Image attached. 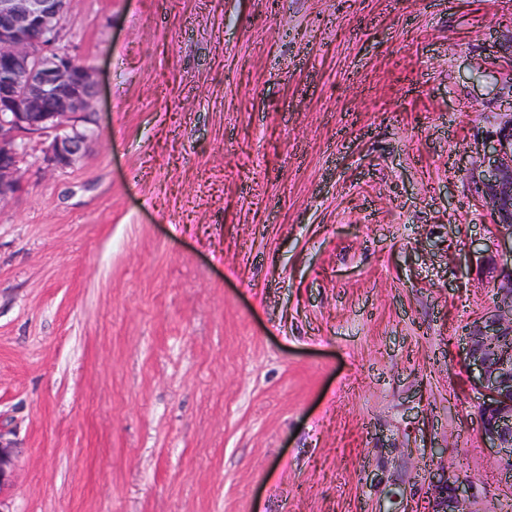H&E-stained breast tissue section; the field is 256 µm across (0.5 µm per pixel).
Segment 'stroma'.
Wrapping results in <instances>:
<instances>
[{
	"label": "stroma",
	"mask_w": 512,
	"mask_h": 512,
	"mask_svg": "<svg viewBox=\"0 0 512 512\" xmlns=\"http://www.w3.org/2000/svg\"><path fill=\"white\" fill-rule=\"evenodd\" d=\"M83 157L0 204V512H512L461 357L505 0H70ZM15 475V448L0 445V494L9 488ZM435 491L434 509L432 512H470L467 507L470 487L467 483L459 481L448 475L442 481L432 485Z\"/></svg>",
	"instance_id": "1"
}]
</instances>
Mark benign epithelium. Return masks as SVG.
<instances>
[{
    "mask_svg": "<svg viewBox=\"0 0 512 512\" xmlns=\"http://www.w3.org/2000/svg\"><path fill=\"white\" fill-rule=\"evenodd\" d=\"M68 0H0V205L21 186V143L47 136V161L68 167L85 153L98 96L94 70L57 50ZM478 203L492 217L497 243L512 259V113L485 132L482 160L466 172ZM493 282V306L470 327L464 364L486 394L479 410L482 439L512 468V265L500 255L480 258ZM15 475V449L0 445V495ZM432 512H470V487L437 481Z\"/></svg>",
    "mask_w": 512,
    "mask_h": 512,
    "instance_id": "obj_1",
    "label": "benign epithelium"
}]
</instances>
